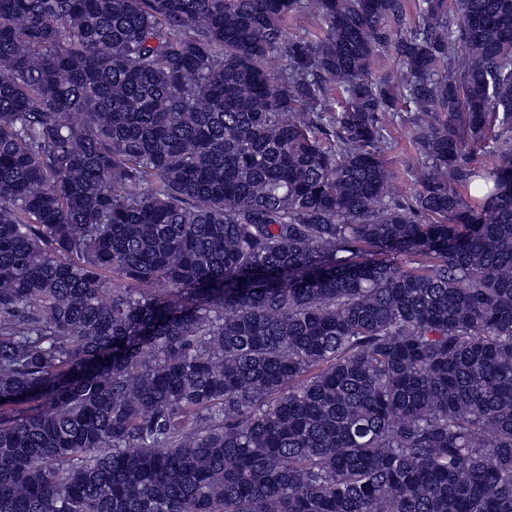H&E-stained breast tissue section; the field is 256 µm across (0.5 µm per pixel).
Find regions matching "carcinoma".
<instances>
[{
	"label": "carcinoma",
	"instance_id": "cac0c4a2",
	"mask_svg": "<svg viewBox=\"0 0 512 512\" xmlns=\"http://www.w3.org/2000/svg\"><path fill=\"white\" fill-rule=\"evenodd\" d=\"M405 7L0 0V512H512V0ZM412 113L399 112L394 117L388 115L386 123L391 136V149L388 153L394 167H396L403 176L401 191L409 195L412 191L410 174L417 164V153L413 143L414 128L409 123V117Z\"/></svg>",
	"mask_w": 512,
	"mask_h": 512
}]
</instances>
